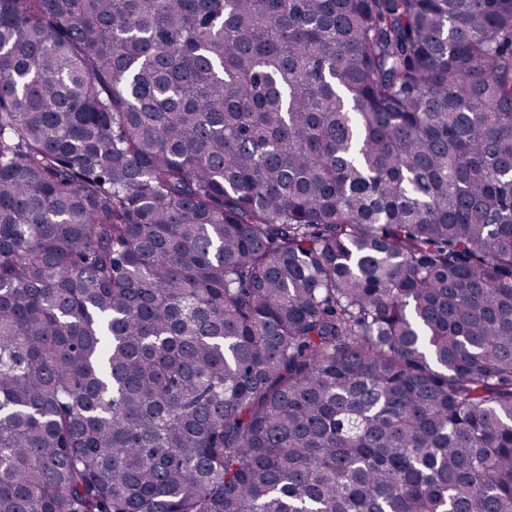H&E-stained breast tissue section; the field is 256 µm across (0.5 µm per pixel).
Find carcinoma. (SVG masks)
Here are the masks:
<instances>
[{
    "label": "carcinoma",
    "mask_w": 512,
    "mask_h": 512,
    "mask_svg": "<svg viewBox=\"0 0 512 512\" xmlns=\"http://www.w3.org/2000/svg\"><path fill=\"white\" fill-rule=\"evenodd\" d=\"M0 512H512V0H0Z\"/></svg>",
    "instance_id": "carcinoma-1"
}]
</instances>
